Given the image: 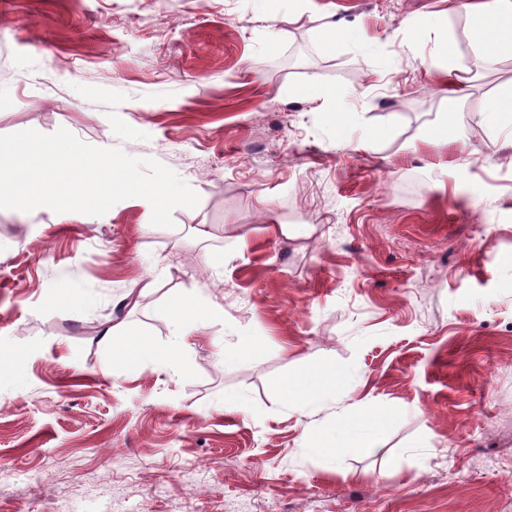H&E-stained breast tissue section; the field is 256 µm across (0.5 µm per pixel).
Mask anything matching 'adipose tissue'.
Masks as SVG:
<instances>
[{"mask_svg":"<svg viewBox=\"0 0 512 512\" xmlns=\"http://www.w3.org/2000/svg\"><path fill=\"white\" fill-rule=\"evenodd\" d=\"M450 8L472 17L470 40L487 68L512 67V0H452ZM375 424L374 417L357 408L330 423L323 439L309 441L308 446L335 456L370 440Z\"/></svg>","mask_w":512,"mask_h":512,"instance_id":"adipose-tissue-1","label":"adipose tissue"}]
</instances>
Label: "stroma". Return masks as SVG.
I'll return each instance as SVG.
<instances>
[{
    "label": "stroma",
    "mask_w": 512,
    "mask_h": 512,
    "mask_svg": "<svg viewBox=\"0 0 512 512\" xmlns=\"http://www.w3.org/2000/svg\"><path fill=\"white\" fill-rule=\"evenodd\" d=\"M444 7L0 0V135L63 127L200 197L170 228L131 198L0 212V512H512V132L478 117L512 74L465 12L427 29ZM444 36L458 105L426 70ZM180 301L211 310L173 370ZM120 321L144 355L102 342ZM338 368L295 413L284 381ZM353 405L387 417L369 447L311 452ZM347 379V373L344 370L335 372L330 382L315 385L306 394V396L297 403V407L302 411H312L336 400L338 387Z\"/></svg>",
    "instance_id": "obj_1"
}]
</instances>
